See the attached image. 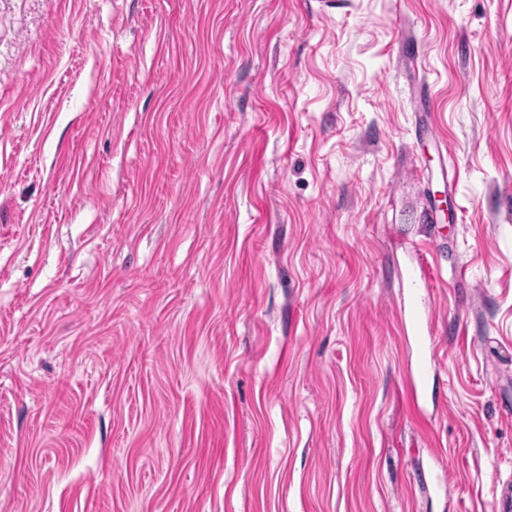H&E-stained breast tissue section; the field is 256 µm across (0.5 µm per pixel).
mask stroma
Instances as JSON below:
<instances>
[{"label":"stroma","instance_id":"stroma-1","mask_svg":"<svg viewBox=\"0 0 512 512\" xmlns=\"http://www.w3.org/2000/svg\"><path fill=\"white\" fill-rule=\"evenodd\" d=\"M511 403L512 0H0V512H499Z\"/></svg>","mask_w":512,"mask_h":512}]
</instances>
